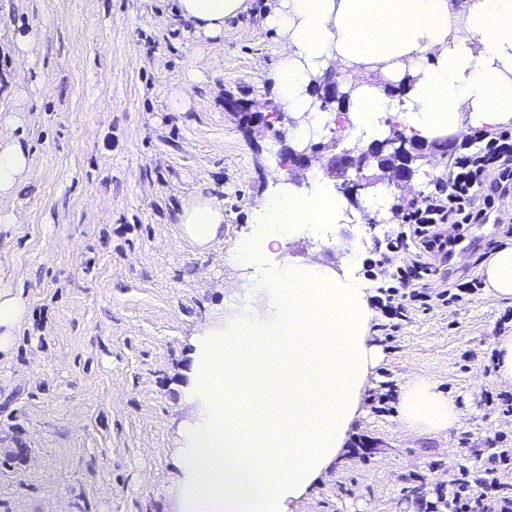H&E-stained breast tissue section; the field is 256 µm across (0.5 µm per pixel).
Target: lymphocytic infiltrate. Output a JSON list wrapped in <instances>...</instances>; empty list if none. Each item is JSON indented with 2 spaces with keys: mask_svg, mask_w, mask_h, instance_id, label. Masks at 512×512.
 I'll use <instances>...</instances> for the list:
<instances>
[{
  "mask_svg": "<svg viewBox=\"0 0 512 512\" xmlns=\"http://www.w3.org/2000/svg\"><path fill=\"white\" fill-rule=\"evenodd\" d=\"M512 195V129L495 136L469 134L457 164L433 192L420 201L398 209L402 231L388 244L390 252H409L398 267L395 283L385 291L386 306L403 314L406 305L430 309L432 300L463 301L476 285L466 281L434 290L436 260L458 243V234L469 225L485 223L497 199ZM450 504L453 512H512V486L483 478H452Z\"/></svg>",
  "mask_w": 512,
  "mask_h": 512,
  "instance_id": "f902f5d3",
  "label": "lymphocytic infiltrate"
}]
</instances>
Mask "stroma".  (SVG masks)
<instances>
[{
    "mask_svg": "<svg viewBox=\"0 0 512 512\" xmlns=\"http://www.w3.org/2000/svg\"><path fill=\"white\" fill-rule=\"evenodd\" d=\"M270 0H246L224 36L203 40L178 0H0V109L32 168L0 213V290L28 309L0 354V512H174L183 432L193 418L185 389L199 330L228 313L232 284L251 277L237 244L275 185L287 126L270 77L279 37ZM36 36L35 66L16 49ZM188 98L184 111L173 96ZM434 179L379 184L346 197L330 232H297L284 256L352 267L370 289L392 284L389 256L399 204L433 191ZM224 206V235L207 250L183 240L177 214L197 194ZM490 224L473 225L438 281L476 279L511 238L512 196ZM371 323L381 358L344 449L290 512H448L449 475L491 478V456L512 448V388L495 378L496 341L512 334V301L480 288L471 300L411 305L386 336ZM426 380L449 396L464 424L405 431L398 396Z\"/></svg>",
    "mask_w": 512,
    "mask_h": 512,
    "instance_id": "35a3bbf8",
    "label": "stroma"
}]
</instances>
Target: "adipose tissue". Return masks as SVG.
Instances as JSON below:
<instances>
[{
    "label": "adipose tissue",
    "instance_id": "1",
    "mask_svg": "<svg viewBox=\"0 0 512 512\" xmlns=\"http://www.w3.org/2000/svg\"><path fill=\"white\" fill-rule=\"evenodd\" d=\"M243 9L244 0H178L179 14L206 38L223 36L225 19ZM267 21L280 37V102L299 120L288 131L293 145L325 126L312 89L336 64L351 72L353 143L381 139L390 116L426 140L467 124L512 123V0H472L457 18L448 0H274ZM377 72L410 87L390 96L373 83ZM19 122L18 113L0 115V197L30 172L14 134ZM345 209L317 165L307 191L282 186L259 203L258 229L238 251L258 290L225 325L197 337L178 512H288L341 454L378 361L367 289L349 270L334 274L313 260L266 268L262 259L298 230L324 234ZM178 219L184 237L202 246L222 233L224 208L198 194ZM481 273L494 297L512 299V244ZM399 420L413 433L457 428L462 417L451 398L416 380L401 393Z\"/></svg>",
    "mask_w": 512,
    "mask_h": 512
}]
</instances>
